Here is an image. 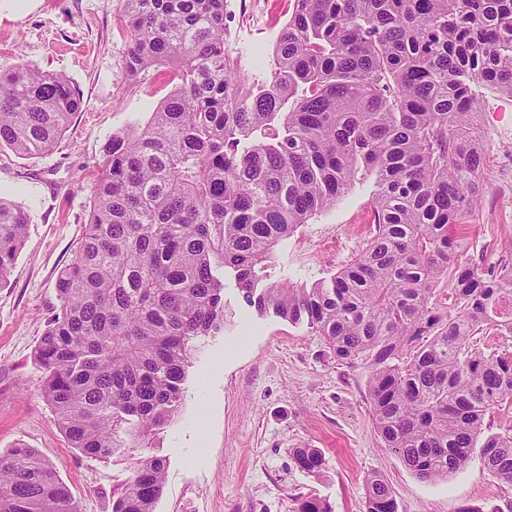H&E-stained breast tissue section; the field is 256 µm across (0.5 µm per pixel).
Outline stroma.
Returning <instances> with one entry per match:
<instances>
[{"instance_id":"35a3bbf8","label":"stroma","mask_w":512,"mask_h":512,"mask_svg":"<svg viewBox=\"0 0 512 512\" xmlns=\"http://www.w3.org/2000/svg\"><path fill=\"white\" fill-rule=\"evenodd\" d=\"M0 0V69L26 64L68 78L82 99L52 151L33 157L0 147V196L30 222L8 280L0 285V452L35 449L69 487L81 512H111L112 489L131 462H106L70 448L41 393L34 351L58 301V273L70 263L95 204L102 149L112 133L146 122L170 85L149 70L129 83L122 0ZM224 42L247 83L265 81L288 19L280 8L241 9L226 0ZM477 136L484 149L481 198L454 228L458 261L512 263V97L478 84ZM372 175L355 179L336 205L277 248V271L312 283L355 260L370 242ZM233 325L208 339L187 371L179 417L153 443L167 459L156 512H294L309 496L334 512H364L366 480L380 474L398 512H512V484L493 477L479 453L443 481L419 479L385 449L373 423L363 362L336 359L306 325L258 315L233 285L224 289ZM298 448L325 459L314 477Z\"/></svg>"}]
</instances>
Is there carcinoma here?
Here are the masks:
<instances>
[{"instance_id":"carcinoma-1","label":"carcinoma","mask_w":512,"mask_h":512,"mask_svg":"<svg viewBox=\"0 0 512 512\" xmlns=\"http://www.w3.org/2000/svg\"><path fill=\"white\" fill-rule=\"evenodd\" d=\"M274 69L246 86L224 45V0H124L129 81L163 70L172 89L145 124L103 147L95 205L35 363L71 447L137 461L111 512H155L167 460L139 455L180 413L186 368L224 332V280L244 302L305 324L336 358L367 368L384 447L418 478L444 480L480 448L512 483V429L483 419L512 402V353L472 339L512 335V265L457 261L448 227L478 203L483 152L471 84L512 97V0H290ZM81 99L60 74L0 70V145L51 151ZM375 175V235L328 280L275 274V247ZM29 224L0 197V284ZM455 282L453 312L433 311ZM296 462L317 476L315 448ZM364 512H397L368 477ZM0 512H78L31 448L0 452ZM296 512H333L318 497Z\"/></svg>"}]
</instances>
